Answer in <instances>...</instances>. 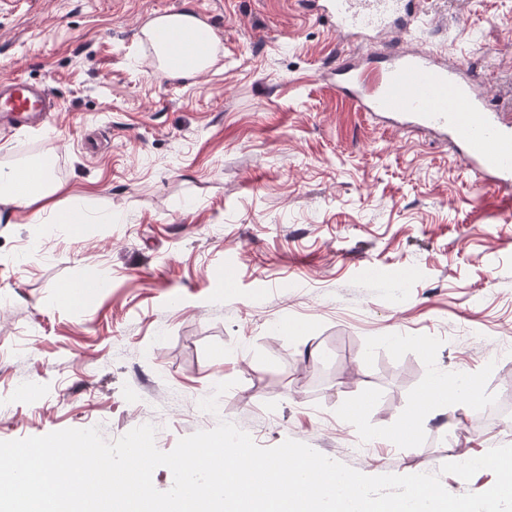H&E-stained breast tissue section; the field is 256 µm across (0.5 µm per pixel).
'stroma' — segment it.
Listing matches in <instances>:
<instances>
[{
  "label": "stroma",
  "mask_w": 512,
  "mask_h": 512,
  "mask_svg": "<svg viewBox=\"0 0 512 512\" xmlns=\"http://www.w3.org/2000/svg\"><path fill=\"white\" fill-rule=\"evenodd\" d=\"M418 9L411 37L352 47L299 0H0V78L61 103L0 128V167L49 158L57 208L87 215L0 221V441L149 423L168 452L224 420L371 476L512 445V411L485 410L512 407V191L328 82L349 52L432 50L512 110V0ZM179 11L216 60L154 77L139 30ZM461 373L477 397L412 419Z\"/></svg>",
  "instance_id": "stroma-1"
}]
</instances>
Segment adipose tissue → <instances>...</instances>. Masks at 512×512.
I'll return each mask as SVG.
<instances>
[{"mask_svg":"<svg viewBox=\"0 0 512 512\" xmlns=\"http://www.w3.org/2000/svg\"><path fill=\"white\" fill-rule=\"evenodd\" d=\"M141 34L154 53L153 72L162 78L204 72L215 60L216 40L208 25L189 12H173L149 19ZM60 189L48 159H33L18 166L0 167V208L28 212L32 223L78 225L79 211L56 212L51 197Z\"/></svg>","mask_w":512,"mask_h":512,"instance_id":"ef3b65f1","label":"adipose tissue"}]
</instances>
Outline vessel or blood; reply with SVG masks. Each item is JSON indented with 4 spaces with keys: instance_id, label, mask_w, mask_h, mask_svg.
Returning a JSON list of instances; mask_svg holds the SVG:
<instances>
[{
    "instance_id": "b4317fda",
    "label": "vessel or blood",
    "mask_w": 512,
    "mask_h": 512,
    "mask_svg": "<svg viewBox=\"0 0 512 512\" xmlns=\"http://www.w3.org/2000/svg\"><path fill=\"white\" fill-rule=\"evenodd\" d=\"M349 41L373 33H407L416 0H303ZM330 75L337 92L374 119L447 141L469 174L501 191L512 190V117L488 100L459 64L423 51L390 48L364 61L342 58ZM60 104L47 87L21 77L0 80V125L30 127Z\"/></svg>"
}]
</instances>
